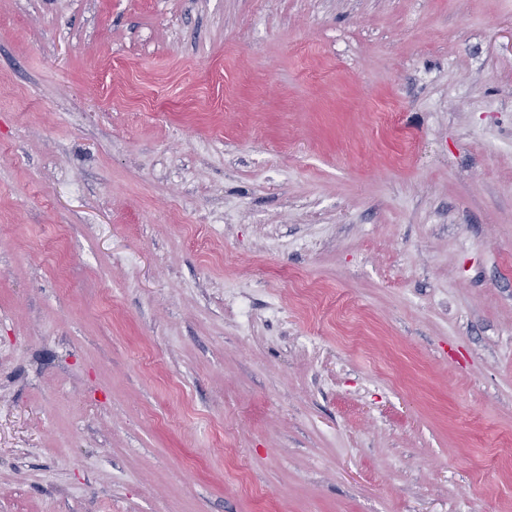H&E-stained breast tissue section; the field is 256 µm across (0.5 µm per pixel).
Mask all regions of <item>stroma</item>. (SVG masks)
Returning a JSON list of instances; mask_svg holds the SVG:
<instances>
[{
	"label": "stroma",
	"mask_w": 512,
	"mask_h": 512,
	"mask_svg": "<svg viewBox=\"0 0 512 512\" xmlns=\"http://www.w3.org/2000/svg\"><path fill=\"white\" fill-rule=\"evenodd\" d=\"M0 512H512V0H0Z\"/></svg>",
	"instance_id": "1"
}]
</instances>
